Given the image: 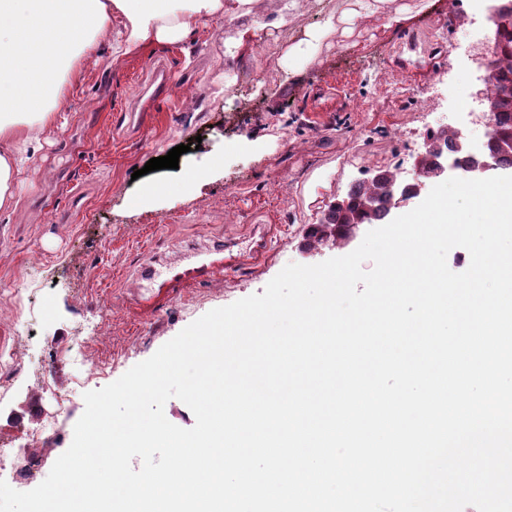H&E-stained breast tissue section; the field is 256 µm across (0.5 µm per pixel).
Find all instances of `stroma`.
Here are the masks:
<instances>
[{"label":"stroma","instance_id":"stroma-1","mask_svg":"<svg viewBox=\"0 0 512 512\" xmlns=\"http://www.w3.org/2000/svg\"><path fill=\"white\" fill-rule=\"evenodd\" d=\"M280 0H253L248 14L208 20L191 40L112 60L100 43L69 87L50 144L30 154L10 210L0 211V371L16 375L0 398V448L21 445L44 414L54 440L39 476L12 455L0 479L28 491L70 446L85 392L114 382L212 309L253 294L287 264L347 255L355 243L305 247L307 225L373 169L412 165L427 131L461 128L469 139L474 102L459 106L458 78L474 82V48L489 26L472 0H393L397 24L363 16L349 33L309 41L308 30L341 18L355 0H300L277 25ZM163 64L168 90L145 124L126 120L141 81ZM407 96L380 93L385 74ZM426 88L432 103L413 97ZM195 105H187L183 92ZM201 147L175 169L154 171V204L133 205L135 168L189 138ZM196 181L192 193L182 183ZM229 257L230 268L183 281L147 299L132 293L140 268L181 271ZM107 322L103 339L88 332ZM111 361L85 377L73 362ZM52 371L63 408L42 389Z\"/></svg>","mask_w":512,"mask_h":512}]
</instances>
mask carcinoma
Returning <instances> with one entry per match:
<instances>
[{"instance_id":"carcinoma-1","label":"carcinoma","mask_w":512,"mask_h":512,"mask_svg":"<svg viewBox=\"0 0 512 512\" xmlns=\"http://www.w3.org/2000/svg\"><path fill=\"white\" fill-rule=\"evenodd\" d=\"M494 56V79L490 92V99L494 103V136L487 145V153L500 168L507 169L512 167V150H505L502 145L512 138V96L502 94V89L512 87V30L502 34ZM439 147L452 153L457 165L466 167L470 164L468 156L455 151L454 133L451 130L432 131L428 150L422 158L424 178H433L435 151ZM397 184L395 172L378 170L372 177L353 185L346 197L328 206L324 222L309 225L306 234L307 247L316 249L325 241L339 245L350 225L373 224L385 220L387 207L391 203L389 189Z\"/></svg>"}]
</instances>
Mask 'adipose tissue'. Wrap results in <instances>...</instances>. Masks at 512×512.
<instances>
[{"label": "adipose tissue", "mask_w": 512, "mask_h": 512, "mask_svg": "<svg viewBox=\"0 0 512 512\" xmlns=\"http://www.w3.org/2000/svg\"><path fill=\"white\" fill-rule=\"evenodd\" d=\"M252 0H0V210L10 209L25 151L56 127L68 80L94 56L113 20L124 30L113 59L178 45L207 19L246 11ZM81 22L78 39L60 33Z\"/></svg>", "instance_id": "adipose-tissue-1"}]
</instances>
